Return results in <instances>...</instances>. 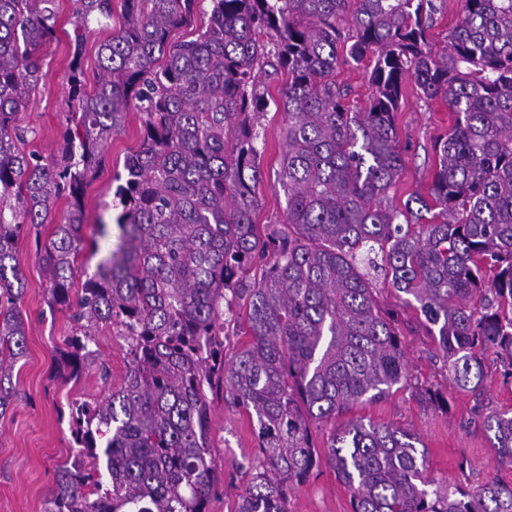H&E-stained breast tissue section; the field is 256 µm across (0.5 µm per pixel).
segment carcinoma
<instances>
[{
    "label": "carcinoma",
    "instance_id": "obj_1",
    "mask_svg": "<svg viewBox=\"0 0 512 512\" xmlns=\"http://www.w3.org/2000/svg\"><path fill=\"white\" fill-rule=\"evenodd\" d=\"M55 0H0V415L4 383L26 350L16 245L35 231L48 305L78 325L61 376L96 365L101 324L129 343L121 384L70 406L76 454L57 470L46 512H209L221 482L213 399L245 411L258 458L234 512H288V491L319 466L312 428L407 383L397 319L376 299V268L424 316L435 356L475 391L482 355L512 382V0H463L448 46L432 50L441 0H211L196 38L197 0H121L122 25L98 45L87 92L85 39L65 75L72 110L63 145L44 159L16 125L55 37ZM83 27L112 0H77ZM367 63L371 91L346 105L336 68ZM284 72L279 98L260 77ZM441 99L454 123L437 140L429 197L403 208L388 192L403 170L396 130L407 80ZM283 115L280 224L258 225L263 180L257 121ZM142 143L115 176L122 247L72 293L86 188L131 110ZM64 220L39 228L59 199ZM250 341L224 355V325ZM420 400L448 409L439 388ZM483 424L512 466V414ZM416 433L362 419L333 428L324 451L352 512H512V485H434Z\"/></svg>",
    "mask_w": 512,
    "mask_h": 512
}]
</instances>
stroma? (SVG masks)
<instances>
[{
	"instance_id": "35a3bbf8",
	"label": "stroma",
	"mask_w": 512,
	"mask_h": 512,
	"mask_svg": "<svg viewBox=\"0 0 512 512\" xmlns=\"http://www.w3.org/2000/svg\"><path fill=\"white\" fill-rule=\"evenodd\" d=\"M74 10L75 0H55L56 36L39 50L42 77L27 110L19 115L20 125L30 131L29 149L45 158L57 154L63 143L68 110L64 76L75 39ZM396 123L404 168L389 197L399 206L410 193H428L435 164L432 146L447 132L452 114L441 100L423 101L410 82ZM282 126V114L272 109L258 120L256 146L263 171L256 214L260 224L284 219L286 197L276 180L283 151ZM141 140L140 115L130 113L124 131L108 143L102 168L87 189L83 233L86 241L96 242L97 249L85 251L78 264L88 271H95L99 262L121 245L116 225L119 210L112 205L114 178L122 172L125 156L136 151ZM17 250L25 276L20 310L27 326L26 353L13 371L15 404L0 416V512H43L56 469L74 452L70 404L77 399L102 398L109 387L121 383L127 369L128 344L115 328H99L92 349L109 366V381H102L93 369L77 381L58 377L59 353L73 323L68 312H53L47 305L46 280L35 255L33 236L21 235ZM377 288L380 306L398 320L409 381L406 388L383 400L354 405L348 418L414 429L427 450V473L436 481L465 488L491 482L512 484V467L499 461L482 424L487 412L512 409V384L503 383L495 357L485 360L487 377L482 390L457 389L443 360L435 356L423 316L403 304L388 282L378 281ZM430 386L447 391V409L418 399L417 390ZM211 437L223 482L209 510L234 512L247 482L241 469L258 452L248 416L223 398H215ZM288 512H352L350 493L333 468L323 462L308 481L289 491Z\"/></svg>"
}]
</instances>
